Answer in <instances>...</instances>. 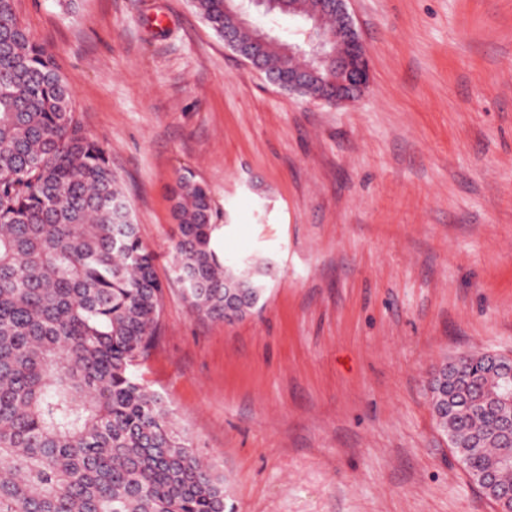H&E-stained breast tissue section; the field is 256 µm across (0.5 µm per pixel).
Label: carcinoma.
I'll return each mask as SVG.
<instances>
[{
    "mask_svg": "<svg viewBox=\"0 0 512 512\" xmlns=\"http://www.w3.org/2000/svg\"><path fill=\"white\" fill-rule=\"evenodd\" d=\"M194 0L219 35L257 51L271 75L288 42L254 40L224 11ZM171 268L193 312L227 322L254 310L269 268L224 265L211 197L182 174ZM107 149L87 136L55 57L0 0V512H234L224 476L174 426L140 381L164 293ZM477 389L487 361L468 359ZM491 411L462 402L443 429L486 434L464 469L499 447Z\"/></svg>",
    "mask_w": 512,
    "mask_h": 512,
    "instance_id": "carcinoma-1",
    "label": "carcinoma"
}]
</instances>
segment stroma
Here are the masks:
<instances>
[{
	"mask_svg": "<svg viewBox=\"0 0 512 512\" xmlns=\"http://www.w3.org/2000/svg\"><path fill=\"white\" fill-rule=\"evenodd\" d=\"M107 146L164 294L139 367L235 512H495L429 384L512 355V0H349L370 84L288 94L192 0H13ZM205 186L231 264L272 262L215 321L171 273L170 187Z\"/></svg>",
	"mask_w": 512,
	"mask_h": 512,
	"instance_id": "35a3bbf8",
	"label": "stroma"
}]
</instances>
